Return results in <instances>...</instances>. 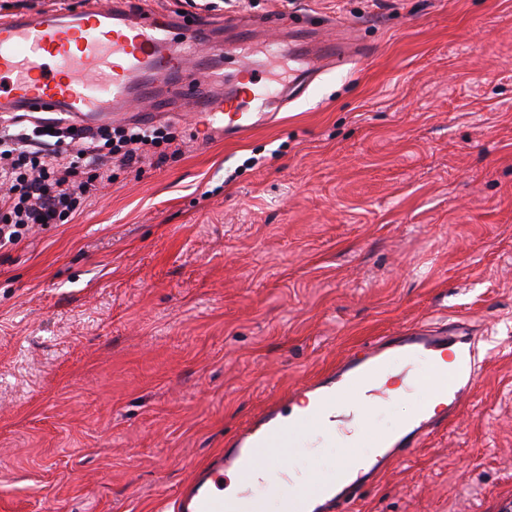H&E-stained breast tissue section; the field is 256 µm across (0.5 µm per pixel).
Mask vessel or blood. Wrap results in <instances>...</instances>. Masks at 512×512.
Returning <instances> with one entry per match:
<instances>
[{
	"label": "vessel or blood",
	"mask_w": 512,
	"mask_h": 512,
	"mask_svg": "<svg viewBox=\"0 0 512 512\" xmlns=\"http://www.w3.org/2000/svg\"><path fill=\"white\" fill-rule=\"evenodd\" d=\"M237 46L249 49L256 30L283 33L291 16L260 19L240 13L230 17ZM209 20L173 18L147 7H104L97 0H77L66 11L18 14L0 21V116L19 112H55L75 127L94 128L126 117L140 123L178 117L176 105L192 94L196 115L207 134L234 139L271 122L277 102L302 97L326 64L346 65L364 56L367 48L340 39L305 45L309 67L290 81L277 97L265 92L262 69L241 65L226 73L224 89L208 78L222 68L223 46L212 39ZM422 361L426 375L408 382L428 388L429 401L397 427L396 433L365 431L371 445L383 449L376 463L362 457L354 466L362 479L335 482L315 480L307 497L292 501L291 482L282 471L287 451L308 430L323 428V413L344 397L357 419L369 403L388 396L382 374L392 357ZM478 378L474 350L468 337L454 331L416 328L385 336L343 358L322 378L291 390L289 401L307 399L310 408L296 422L284 421L282 409L270 407L227 440L176 499V512H264L266 500L256 489L258 468L272 477L271 489L286 500L285 512H336L338 501H355L362 481L375 479L394 461L414 453L433 429L447 421ZM234 476L237 491L225 495L226 476Z\"/></svg>",
	"instance_id": "1"
}]
</instances>
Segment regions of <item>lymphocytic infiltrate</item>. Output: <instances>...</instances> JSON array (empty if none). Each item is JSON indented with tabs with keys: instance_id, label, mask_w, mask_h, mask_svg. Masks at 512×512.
<instances>
[{
	"instance_id": "f902f5d3",
	"label": "lymphocytic infiltrate",
	"mask_w": 512,
	"mask_h": 512,
	"mask_svg": "<svg viewBox=\"0 0 512 512\" xmlns=\"http://www.w3.org/2000/svg\"><path fill=\"white\" fill-rule=\"evenodd\" d=\"M175 136L163 128L105 125L91 132L37 125L0 136V247L35 226L66 224L112 182L111 162L166 159Z\"/></svg>"
}]
</instances>
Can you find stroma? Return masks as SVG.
<instances>
[{"mask_svg": "<svg viewBox=\"0 0 512 512\" xmlns=\"http://www.w3.org/2000/svg\"><path fill=\"white\" fill-rule=\"evenodd\" d=\"M366 44L274 124L118 168L0 247V512H174L268 402L376 337L477 338L480 380L349 512L512 505V0H149Z\"/></svg>", "mask_w": 512, "mask_h": 512, "instance_id": "1", "label": "stroma"}]
</instances>
